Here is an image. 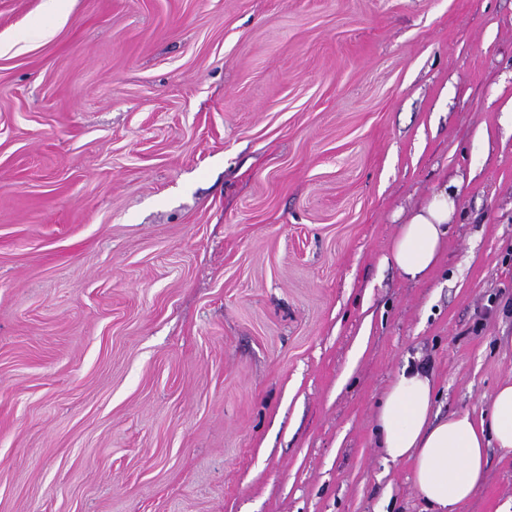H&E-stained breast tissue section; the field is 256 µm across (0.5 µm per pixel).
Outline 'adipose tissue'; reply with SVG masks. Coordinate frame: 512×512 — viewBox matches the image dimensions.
Instances as JSON below:
<instances>
[{"mask_svg":"<svg viewBox=\"0 0 512 512\" xmlns=\"http://www.w3.org/2000/svg\"><path fill=\"white\" fill-rule=\"evenodd\" d=\"M456 181L413 212L391 245V259L414 280L432 268L456 215ZM434 382L416 364L404 365L375 414L377 443L387 460L411 463L418 494L430 512H460L484 483L490 448L512 454V380L501 383L485 415L433 418Z\"/></svg>","mask_w":512,"mask_h":512,"instance_id":"ef3b65f1","label":"adipose tissue"}]
</instances>
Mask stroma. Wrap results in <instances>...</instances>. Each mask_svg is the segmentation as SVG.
<instances>
[{"instance_id": "stroma-1", "label": "stroma", "mask_w": 512, "mask_h": 512, "mask_svg": "<svg viewBox=\"0 0 512 512\" xmlns=\"http://www.w3.org/2000/svg\"><path fill=\"white\" fill-rule=\"evenodd\" d=\"M511 99L512 0H0V512H427L374 413L512 379ZM457 193V181H447L401 224L391 245V259L407 279L420 278L436 264L448 237V224L456 215Z\"/></svg>"}]
</instances>
